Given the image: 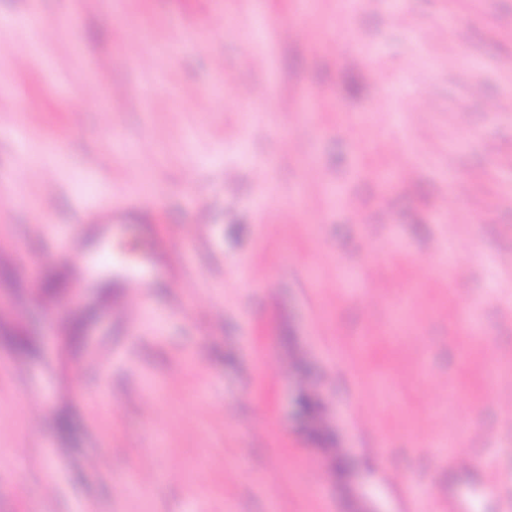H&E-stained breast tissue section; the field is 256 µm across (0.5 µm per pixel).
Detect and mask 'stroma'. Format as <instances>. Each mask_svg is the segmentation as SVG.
<instances>
[{"instance_id": "35a3bbf8", "label": "stroma", "mask_w": 512, "mask_h": 512, "mask_svg": "<svg viewBox=\"0 0 512 512\" xmlns=\"http://www.w3.org/2000/svg\"><path fill=\"white\" fill-rule=\"evenodd\" d=\"M510 257L512 0H0V512H448ZM129 208L115 207L103 212L82 213L77 218L79 226L86 223L96 224V228L101 241V252H106L109 245L111 231L120 224H126L125 214Z\"/></svg>"}]
</instances>
